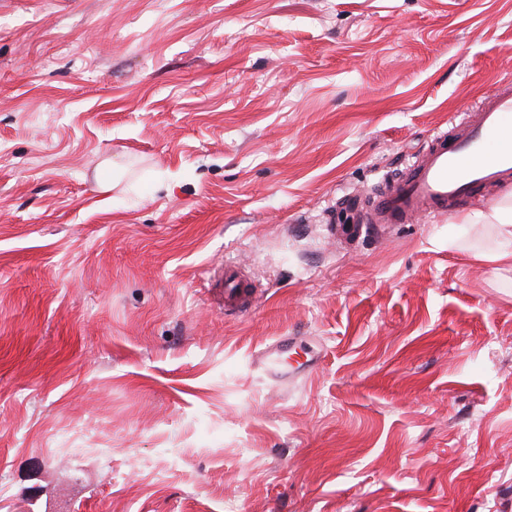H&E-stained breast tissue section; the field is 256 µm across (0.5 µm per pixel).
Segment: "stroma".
<instances>
[{
  "mask_svg": "<svg viewBox=\"0 0 512 512\" xmlns=\"http://www.w3.org/2000/svg\"><path fill=\"white\" fill-rule=\"evenodd\" d=\"M502 81L512 0H0V500L512 512V268L338 204Z\"/></svg>",
  "mask_w": 512,
  "mask_h": 512,
  "instance_id": "35a3bbf8",
  "label": "stroma"
}]
</instances>
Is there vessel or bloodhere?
<instances>
[{
  "instance_id": "obj_1",
  "label": "vessel or blood",
  "mask_w": 512,
  "mask_h": 512,
  "mask_svg": "<svg viewBox=\"0 0 512 512\" xmlns=\"http://www.w3.org/2000/svg\"><path fill=\"white\" fill-rule=\"evenodd\" d=\"M512 83L499 85L477 107L459 113L448 130L414 154L362 202L369 224H415L457 208L483 187L512 181Z\"/></svg>"
}]
</instances>
